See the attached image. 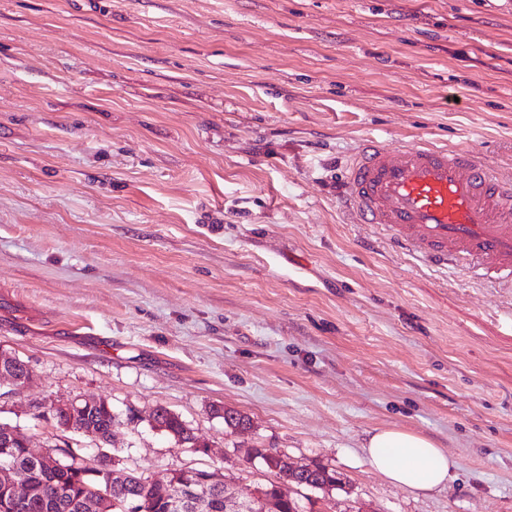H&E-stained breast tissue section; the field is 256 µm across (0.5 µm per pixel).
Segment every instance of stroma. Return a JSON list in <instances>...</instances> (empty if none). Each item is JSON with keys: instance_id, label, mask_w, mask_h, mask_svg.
Instances as JSON below:
<instances>
[{"instance_id": "1", "label": "stroma", "mask_w": 512, "mask_h": 512, "mask_svg": "<svg viewBox=\"0 0 512 512\" xmlns=\"http://www.w3.org/2000/svg\"><path fill=\"white\" fill-rule=\"evenodd\" d=\"M370 138L512 177V0H0V351L33 373L0 386V424L90 459L36 406L102 397L114 461L149 476L218 468L246 493L270 475L243 449L277 448L347 477L318 512H512V288L346 213ZM377 429L455 475L389 482ZM155 421L158 426L163 429V433L173 438L169 431L179 435L184 445L190 448L198 447V440L193 432V429L182 419V417L166 408L157 407L154 411ZM174 439V438H173ZM363 451L370 466L392 483L415 492L444 486L457 461L423 435L383 429L372 433Z\"/></svg>"}]
</instances>
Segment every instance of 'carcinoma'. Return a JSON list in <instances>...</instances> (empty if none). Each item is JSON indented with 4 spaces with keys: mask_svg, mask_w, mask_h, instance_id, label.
<instances>
[{
    "mask_svg": "<svg viewBox=\"0 0 512 512\" xmlns=\"http://www.w3.org/2000/svg\"><path fill=\"white\" fill-rule=\"evenodd\" d=\"M224 426L234 433L241 426L250 424L242 413L226 408L220 415ZM115 419L114 408L106 399L92 406L87 414V427L91 429L90 439L97 445L108 447L112 438V422ZM155 421L163 433L173 432L181 437L185 445L195 448L198 440L193 429L182 417L166 408L155 409ZM66 463L59 469L43 468L28 456L26 447L14 441L7 448L9 462L16 473L32 488V496L15 505L12 512H86L83 504L89 499V486L98 481L96 477L86 475L82 466V455L74 448L65 449ZM244 458L248 462H259L266 471L276 468V480L262 485L266 499L275 503L276 512H303L299 495L303 489L320 490L331 494L335 490L343 491L348 482L343 474L320 462L314 463V469L307 474H290L280 466L279 461L267 455L265 448H247ZM191 478L175 476L166 484L145 483L142 476L133 474L121 483L103 487V491L112 499L111 512H122L121 505L126 502H138L144 512H175L171 508L183 493ZM197 481L203 483L208 495L193 507L192 512H226L224 505V473L218 469H200Z\"/></svg>",
    "mask_w": 512,
    "mask_h": 512,
    "instance_id": "1",
    "label": "carcinoma"
}]
</instances>
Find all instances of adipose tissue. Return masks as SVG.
<instances>
[{
  "instance_id": "obj_1",
  "label": "adipose tissue",
  "mask_w": 512,
  "mask_h": 512,
  "mask_svg": "<svg viewBox=\"0 0 512 512\" xmlns=\"http://www.w3.org/2000/svg\"><path fill=\"white\" fill-rule=\"evenodd\" d=\"M363 451L375 471L415 492L444 486L457 468L456 459L445 449L423 435L399 429L375 431Z\"/></svg>"
}]
</instances>
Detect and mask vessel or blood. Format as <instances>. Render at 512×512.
I'll list each match as a JSON object with an SVG mask.
<instances>
[{
	"instance_id": "obj_1",
	"label": "vessel or blood",
	"mask_w": 512,
	"mask_h": 512,
	"mask_svg": "<svg viewBox=\"0 0 512 512\" xmlns=\"http://www.w3.org/2000/svg\"><path fill=\"white\" fill-rule=\"evenodd\" d=\"M345 204L396 248L512 288V182L460 147L368 141L345 173Z\"/></svg>"
}]
</instances>
